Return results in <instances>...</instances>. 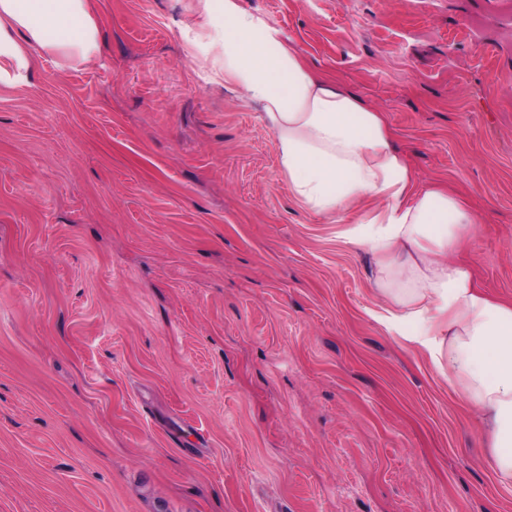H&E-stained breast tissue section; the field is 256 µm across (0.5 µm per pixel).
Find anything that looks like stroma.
Listing matches in <instances>:
<instances>
[{
    "instance_id": "35a3bbf8",
    "label": "stroma",
    "mask_w": 512,
    "mask_h": 512,
    "mask_svg": "<svg viewBox=\"0 0 512 512\" xmlns=\"http://www.w3.org/2000/svg\"><path fill=\"white\" fill-rule=\"evenodd\" d=\"M242 2L482 215L461 258L512 302V19ZM185 7L97 0L98 66L0 87V512H512L475 412L372 318L353 214L293 197Z\"/></svg>"
}]
</instances>
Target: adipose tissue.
Instances as JSON below:
<instances>
[{
  "label": "adipose tissue",
  "mask_w": 512,
  "mask_h": 512,
  "mask_svg": "<svg viewBox=\"0 0 512 512\" xmlns=\"http://www.w3.org/2000/svg\"><path fill=\"white\" fill-rule=\"evenodd\" d=\"M93 3L0 0V86L29 85L47 59L95 65ZM182 36L199 72L258 107L292 195L317 214L355 212L348 241L374 259V319L459 387L496 478L512 487V305L481 292L471 267L452 258L477 216L447 190L417 187L384 113L313 71L242 0H192Z\"/></svg>",
  "instance_id": "adipose-tissue-1"
}]
</instances>
